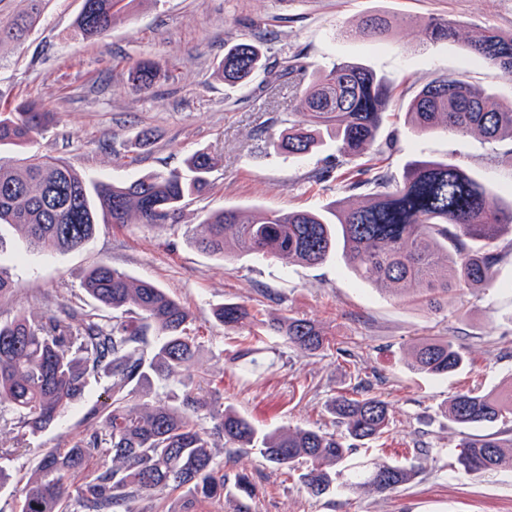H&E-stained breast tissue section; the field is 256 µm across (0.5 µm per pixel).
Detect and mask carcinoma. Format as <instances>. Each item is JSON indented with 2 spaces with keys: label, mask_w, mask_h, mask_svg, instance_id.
<instances>
[{
  "label": "carcinoma",
  "mask_w": 512,
  "mask_h": 512,
  "mask_svg": "<svg viewBox=\"0 0 512 512\" xmlns=\"http://www.w3.org/2000/svg\"><path fill=\"white\" fill-rule=\"evenodd\" d=\"M43 0L0 22V45L25 40L40 17ZM135 0H82L76 28L85 39L109 32L116 17ZM389 21L369 16L359 33L383 40ZM430 41L456 36V26L442 20L425 25ZM470 56L512 76V34L486 28L467 43ZM265 63L254 44L224 49L218 71L232 86L247 84ZM161 76L154 59H142L129 79L149 90ZM279 77L287 79L300 116L273 142L275 153L296 158L335 143L336 167L366 155L376 141L395 90L390 78L350 62L310 69L297 57ZM406 114L417 133L442 129L478 135L487 143H512V106H502L491 92L447 76L426 83L410 99ZM54 113L25 101L0 110V227L18 232L43 252L82 248L95 234L98 215L109 224H172L188 201L210 184L218 159L198 150L186 159L191 176L178 170L152 172L127 183L93 180L62 160L28 151ZM373 186L362 205L328 206L318 211L220 209L207 215L192 243L201 252L224 259L249 255L281 263L316 265L334 256L355 277L405 298L423 287L421 301L457 288L496 287L497 266L512 253V202L447 160H414L394 179L381 165L364 169ZM82 289L94 302L90 310L63 304L38 319L18 313L0 320V426L16 445L54 426L85 397L90 379L112 377L98 425L65 448H37V463L21 490L20 512H135L139 498L162 499L185 489L197 501L224 496L228 480L216 460L213 441L232 448H255L262 458L288 471L312 497L333 489L393 491L410 483L416 471L376 459L350 463L354 448L389 431L390 404L376 395L339 393L328 410L341 427L327 433L300 427L260 432L247 418L224 408L219 398L201 393L191 367L201 344L190 335L192 316L157 283L135 280L100 262L84 274ZM226 330L253 320L247 306L225 303L214 311ZM269 332L295 348L315 354L329 345L315 323L282 316ZM152 349L151 358L144 351ZM466 364L465 353L449 340L421 342L410 353L413 371L446 377ZM180 386L181 395L154 404H130V396L150 376ZM461 428L503 422L512 417V384L499 395L474 389L457 392L445 409ZM458 472L478 476L512 471V428L467 434L459 444ZM241 494L238 512H251L254 487L235 475Z\"/></svg>",
  "instance_id": "1"
}]
</instances>
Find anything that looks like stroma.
Instances as JSON below:
<instances>
[{
    "instance_id": "stroma-1",
    "label": "stroma",
    "mask_w": 512,
    "mask_h": 512,
    "mask_svg": "<svg viewBox=\"0 0 512 512\" xmlns=\"http://www.w3.org/2000/svg\"><path fill=\"white\" fill-rule=\"evenodd\" d=\"M82 0H46L41 17L21 43L0 46V106L35 101L56 120L36 135L33 150L58 158L77 172L122 183L144 174L183 167L193 152L220 159L207 192L184 208L177 223L99 224L82 249L32 253L25 261L17 235L0 246V270L16 290L0 298V319L40 316L63 302H85L84 272L99 262L135 279L151 280L193 313L194 336L203 345L196 364L208 389L257 428L301 426L335 432L326 402L337 392L379 395L391 405L390 430L357 449L354 460L375 456L412 466L415 478L396 491L330 493L301 489L252 449L215 442L225 470L247 474L255 487L252 512H512V472L457 474L463 429L444 408L456 392L476 387L498 392L512 380V255L500 263L499 289L463 288L443 298L440 311L410 304L355 278L339 259L314 266L284 265L251 256L228 260L198 251L192 232L218 209L313 210L345 199L365 201L367 188H351L353 165L317 182L332 146L299 160L274 154L271 139L288 126L295 101L278 80L275 63L293 56L326 67L346 61L384 74L397 85L389 118L375 143L389 173L408 162L448 159L498 193L512 190V146L475 135L437 131L414 135L404 121L409 100L431 79L449 76L512 101V78L471 60L466 41L484 27L512 33V0H145L121 16L102 38L85 41L74 22ZM379 14L392 27L385 41L354 36L359 18ZM432 18L459 23L451 41L427 42L422 25ZM258 44L268 64L244 86L224 84L217 68L224 49ZM143 58L160 62L151 91L136 88L129 68ZM245 304L259 320L284 315L313 321L330 338L308 354L281 337L261 333L260 367L244 372L236 359L242 339L225 332L212 310ZM446 338L463 348L468 363L458 373L432 378L409 370L413 345ZM350 349L344 361L338 348ZM110 377L93 380L84 400L59 423L15 450L0 485V512H19L23 484L35 449L65 447L97 422L101 393Z\"/></svg>"
}]
</instances>
